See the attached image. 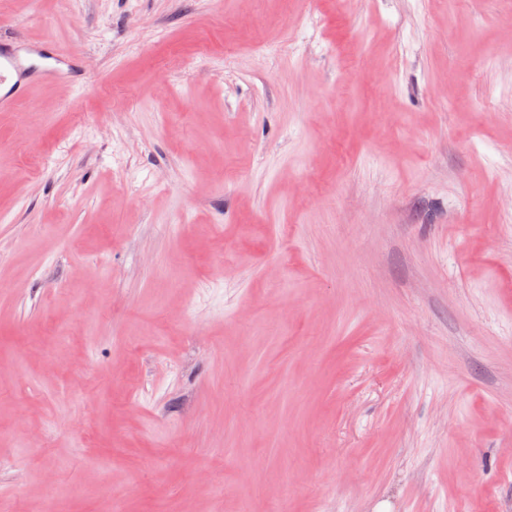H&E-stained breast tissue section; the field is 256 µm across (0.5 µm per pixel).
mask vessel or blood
<instances>
[{"mask_svg":"<svg viewBox=\"0 0 512 512\" xmlns=\"http://www.w3.org/2000/svg\"><path fill=\"white\" fill-rule=\"evenodd\" d=\"M74 52L62 50L50 39L32 40L22 34L0 37V111L13 108L31 88L64 80L80 89L89 86L86 74H73Z\"/></svg>","mask_w":512,"mask_h":512,"instance_id":"vessel-or-blood-1","label":"vessel or blood"}]
</instances>
